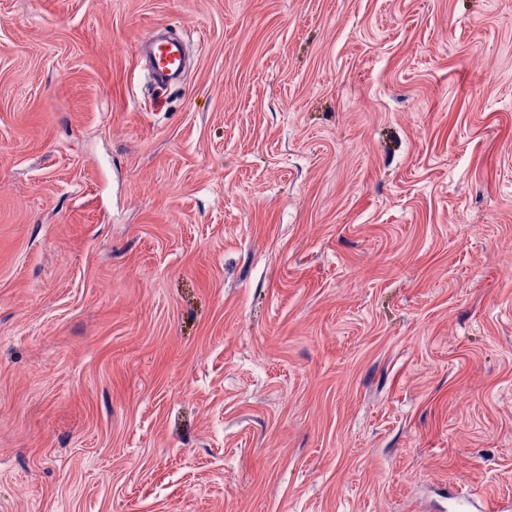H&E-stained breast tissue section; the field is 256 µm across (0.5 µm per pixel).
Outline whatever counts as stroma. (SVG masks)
I'll return each instance as SVG.
<instances>
[{
  "label": "stroma",
  "instance_id": "35a3bbf8",
  "mask_svg": "<svg viewBox=\"0 0 512 512\" xmlns=\"http://www.w3.org/2000/svg\"><path fill=\"white\" fill-rule=\"evenodd\" d=\"M511 265L512 0H0V512L512 500ZM140 50L153 61V79L158 84L179 80L183 72L184 40L175 35L163 40L158 29L150 30L139 42Z\"/></svg>",
  "mask_w": 512,
  "mask_h": 512
}]
</instances>
